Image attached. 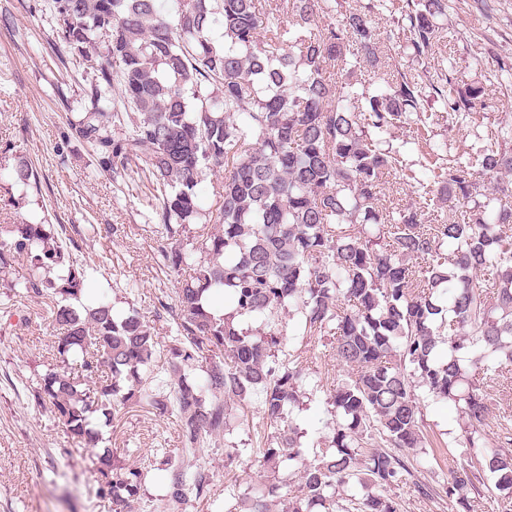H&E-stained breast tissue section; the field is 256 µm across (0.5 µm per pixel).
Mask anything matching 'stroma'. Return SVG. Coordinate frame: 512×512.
<instances>
[{
	"label": "stroma",
	"instance_id": "35a3bbf8",
	"mask_svg": "<svg viewBox=\"0 0 512 512\" xmlns=\"http://www.w3.org/2000/svg\"><path fill=\"white\" fill-rule=\"evenodd\" d=\"M45 3L0 0V226L66 227L74 240L73 258L95 268L83 294L139 313L158 335L169 336L173 322L162 305L172 302L188 270L164 267L156 253L161 229L152 220L142 176L133 169L116 178L99 173L90 145L71 135V122L91 107L84 94L90 73L52 53ZM441 24L440 48L420 58L407 47L402 27L383 16L379 25L391 38L381 50L419 82L436 81L444 72L459 87L484 86L472 121L443 123L430 134L439 157L472 160L490 129L512 116V84L496 78L500 64H512V0H448ZM21 164L36 173V186L17 184ZM50 305L47 298L22 300L12 313L0 312V512H114L112 503L91 493L93 449L66 434L36 396L35 376L57 364ZM279 328L286 351L306 367L331 383L345 379L330 347L298 336L288 315H280ZM422 419L435 445L423 455L417 477L440 494L422 500L402 487L397 491L401 512H463L441 492L449 470L468 456L458 410L450 401L429 402ZM266 430L256 414L224 441L202 449L213 476L211 491L189 498L179 512H222L226 486L243 471L242 465L226 464L225 445L257 446ZM178 432L175 414L139 407L121 409L103 428V446L116 449L123 463L141 461L149 469L132 512H166V486L158 480L153 451L170 449L172 463H181Z\"/></svg>",
	"mask_w": 512,
	"mask_h": 512
}]
</instances>
